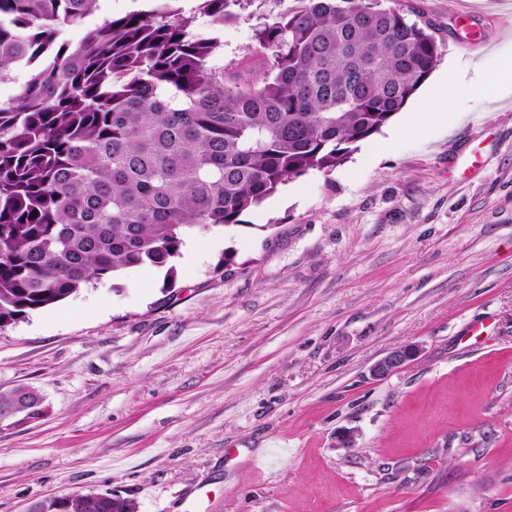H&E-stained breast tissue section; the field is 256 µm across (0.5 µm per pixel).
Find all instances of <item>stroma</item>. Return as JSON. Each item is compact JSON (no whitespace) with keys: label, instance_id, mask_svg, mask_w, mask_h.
<instances>
[{"label":"stroma","instance_id":"1","mask_svg":"<svg viewBox=\"0 0 512 512\" xmlns=\"http://www.w3.org/2000/svg\"><path fill=\"white\" fill-rule=\"evenodd\" d=\"M396 1L438 61L343 164L173 279L129 269L0 329V393L40 396L0 420V512L104 492L184 512L202 488L211 512H512V92L470 90L512 55V0ZM253 25L225 26L217 65L250 59ZM419 352V346L416 344H407L395 348L371 366V375L374 378H385L413 361Z\"/></svg>","mask_w":512,"mask_h":512}]
</instances>
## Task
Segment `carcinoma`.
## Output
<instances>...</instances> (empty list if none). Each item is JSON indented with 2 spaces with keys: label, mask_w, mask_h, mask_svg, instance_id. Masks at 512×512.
I'll list each match as a JSON object with an SVG mask.
<instances>
[{
  "label": "carcinoma",
  "mask_w": 512,
  "mask_h": 512,
  "mask_svg": "<svg viewBox=\"0 0 512 512\" xmlns=\"http://www.w3.org/2000/svg\"><path fill=\"white\" fill-rule=\"evenodd\" d=\"M144 2L74 45L97 0H0V79L25 74L0 101V329L125 270L174 274L190 231L242 224L288 180L341 164L439 55L430 24L379 0ZM245 12L255 81L213 64ZM32 505L135 512L110 494Z\"/></svg>",
  "instance_id": "1"
}]
</instances>
